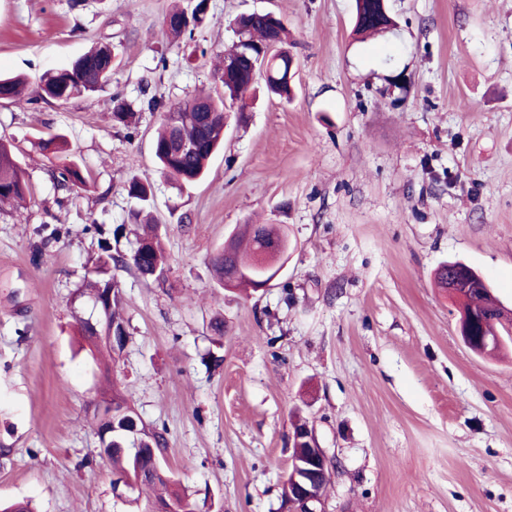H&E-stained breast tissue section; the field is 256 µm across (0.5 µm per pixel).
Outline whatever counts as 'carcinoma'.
Segmentation results:
<instances>
[{"label":"carcinoma","mask_w":512,"mask_h":512,"mask_svg":"<svg viewBox=\"0 0 512 512\" xmlns=\"http://www.w3.org/2000/svg\"><path fill=\"white\" fill-rule=\"evenodd\" d=\"M185 15L186 11L182 9L169 12L167 18L171 23L164 26L165 34L178 38L202 25L205 20L203 3H198L192 11L191 23H180ZM236 24L244 25L246 34L244 38L237 39L224 56V94L217 97L199 95L175 107L166 106L154 97L147 100L148 109L162 110L161 126L154 140L157 172L181 186L196 183L205 177L211 156L224 141L225 100L241 102L240 111H245V93L249 90L252 65L249 60L242 58L243 51L248 48L255 53L270 40L276 41L280 47L286 42V28L278 17L271 18L263 14L247 18L239 16ZM381 31L383 28L375 19L371 0H356V34L367 36ZM112 53L109 46L100 45L77 59L70 67L44 74L40 79L38 96L66 102L103 90L112 77ZM289 61L288 50L284 49L278 55V61L264 71L267 90L280 97H288L291 93ZM0 83L4 88L3 97L12 100L21 94L26 79L21 75H0ZM102 104L112 110L116 122L128 123L130 113L118 98L104 99ZM179 137L195 143V149L190 153H178L174 143ZM56 180L63 189L84 183L81 171L76 165L59 171ZM28 195L30 187L16 159L13 145L0 139V203L17 205L25 201ZM90 227L100 236V253L93 261L94 270L90 272V294L93 305L101 303L104 309L101 310L102 320L95 323L89 320L80 322V333L87 339L96 336L103 323L108 322L112 324L114 334L125 336L127 331L120 315L123 300L119 284L114 279L106 278V275L112 267L130 263L143 277L160 279L165 272L167 260L159 225H145L143 233L137 235L136 247L128 257L112 252L111 229L95 220ZM280 233L281 227L274 224L242 225L228 239V245L211 259L218 286L246 292L258 291L266 280L265 273L256 266V256L259 252L272 248ZM109 288L114 289L112 301H100ZM464 305L482 314H491L497 307L496 298L483 285L471 288L465 293ZM111 394L112 401L118 403L112 415V427L115 428L113 436L118 438L127 430L129 414L121 413L119 406V403H125L127 399L115 388L111 389ZM105 458L112 469L125 479V483L133 481L140 485L143 492L154 491L158 486L162 488V492L149 502V507L157 510L171 504L175 506L176 512H196V502L177 489V480L154 476L152 455L138 459L115 445L112 450L106 451Z\"/></svg>","instance_id":"carcinoma-1"}]
</instances>
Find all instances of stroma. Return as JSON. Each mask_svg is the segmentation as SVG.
Wrapping results in <instances>:
<instances>
[{"label": "stroma", "mask_w": 512, "mask_h": 512, "mask_svg": "<svg viewBox=\"0 0 512 512\" xmlns=\"http://www.w3.org/2000/svg\"><path fill=\"white\" fill-rule=\"evenodd\" d=\"M198 0H0V72L30 84L91 47L116 58L98 99L0 100L31 198L0 209V501L36 512H147L99 457L94 402L119 384L167 440L162 463L199 512H279L295 417L335 468L326 512H512V349L474 354L436 287L478 270L512 307V0H387L397 29L360 42L355 0H207L192 36L163 33ZM270 11L299 65L285 100L226 102L206 177L156 171L165 103L221 90L234 19ZM59 138L63 147L43 152ZM75 164L84 186H57ZM149 180L142 202L131 179ZM146 210L169 268H113L128 340L91 350L82 285L99 238L129 253ZM282 224L288 258L247 296L209 260L242 224Z\"/></svg>", "instance_id": "obj_1"}]
</instances>
